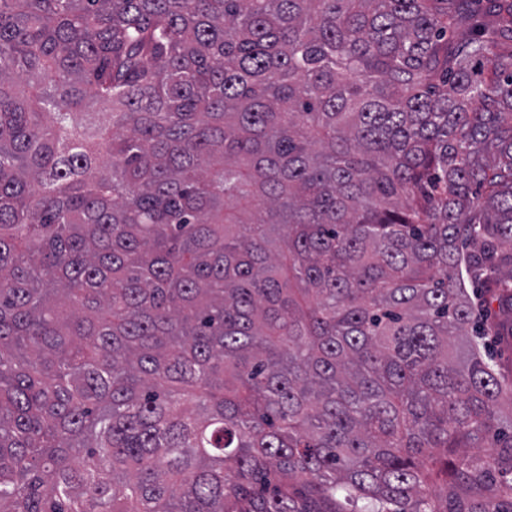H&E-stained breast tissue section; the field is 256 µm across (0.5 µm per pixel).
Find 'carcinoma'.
<instances>
[{
	"mask_svg": "<svg viewBox=\"0 0 512 512\" xmlns=\"http://www.w3.org/2000/svg\"><path fill=\"white\" fill-rule=\"evenodd\" d=\"M511 243L512 0H0V512H501ZM489 353L494 361L496 371L501 376L512 379V339L506 341L495 336L493 347L489 349Z\"/></svg>",
	"mask_w": 512,
	"mask_h": 512,
	"instance_id": "cac0c4a2",
	"label": "carcinoma"
}]
</instances>
